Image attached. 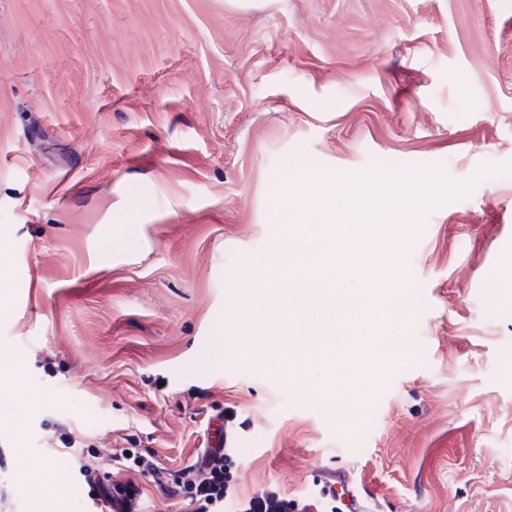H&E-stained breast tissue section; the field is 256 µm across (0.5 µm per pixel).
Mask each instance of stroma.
Masks as SVG:
<instances>
[{
    "instance_id": "1",
    "label": "stroma",
    "mask_w": 512,
    "mask_h": 512,
    "mask_svg": "<svg viewBox=\"0 0 512 512\" xmlns=\"http://www.w3.org/2000/svg\"><path fill=\"white\" fill-rule=\"evenodd\" d=\"M297 157L455 181L512 162V0H0V348L32 407L0 426V476L22 512L15 457L45 460L59 420L175 473L222 412L240 500L512 512V177L409 235L378 227L367 268L402 244L387 289L421 288L407 319L348 324L368 376L297 373L257 343L210 364L218 323L251 330V276L293 286L274 199Z\"/></svg>"
}]
</instances>
